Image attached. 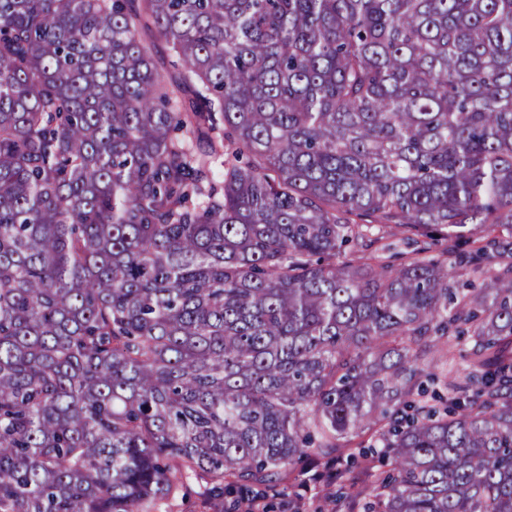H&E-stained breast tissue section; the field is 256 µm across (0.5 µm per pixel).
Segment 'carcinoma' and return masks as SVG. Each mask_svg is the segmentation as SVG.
<instances>
[{"label": "carcinoma", "instance_id": "cac0c4a2", "mask_svg": "<svg viewBox=\"0 0 512 512\" xmlns=\"http://www.w3.org/2000/svg\"><path fill=\"white\" fill-rule=\"evenodd\" d=\"M307 461L512 512V0H0V512Z\"/></svg>", "mask_w": 512, "mask_h": 512}]
</instances>
